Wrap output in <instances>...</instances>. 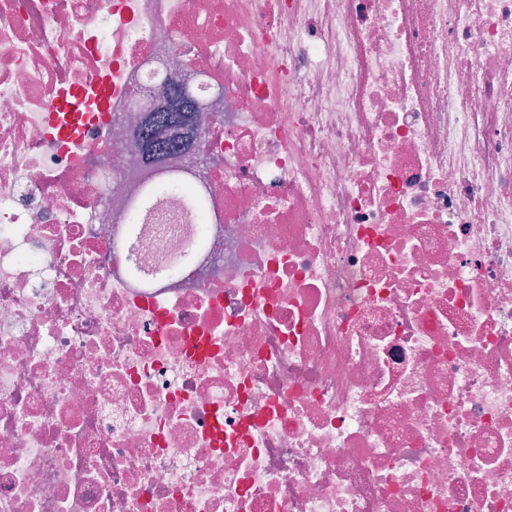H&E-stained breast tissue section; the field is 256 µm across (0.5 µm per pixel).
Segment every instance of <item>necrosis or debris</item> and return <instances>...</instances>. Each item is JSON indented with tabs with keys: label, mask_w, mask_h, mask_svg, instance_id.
<instances>
[{
	"label": "necrosis or debris",
	"mask_w": 512,
	"mask_h": 512,
	"mask_svg": "<svg viewBox=\"0 0 512 512\" xmlns=\"http://www.w3.org/2000/svg\"><path fill=\"white\" fill-rule=\"evenodd\" d=\"M0 512H512V0H0ZM184 86L170 87V103L149 112L137 127V141L144 162L166 171L171 154L188 146V131L195 126L202 102ZM182 89V90H181Z\"/></svg>",
	"instance_id": "1"
}]
</instances>
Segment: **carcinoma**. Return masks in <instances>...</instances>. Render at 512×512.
Returning a JSON list of instances; mask_svg holds the SVG:
<instances>
[{"label":"carcinoma","instance_id":"cac0c4a2","mask_svg":"<svg viewBox=\"0 0 512 512\" xmlns=\"http://www.w3.org/2000/svg\"><path fill=\"white\" fill-rule=\"evenodd\" d=\"M166 95L170 103L148 113L137 127L142 160L160 171L166 170L167 157L188 146L186 133L193 129L202 109V102L187 89L173 86Z\"/></svg>","mask_w":512,"mask_h":512}]
</instances>
